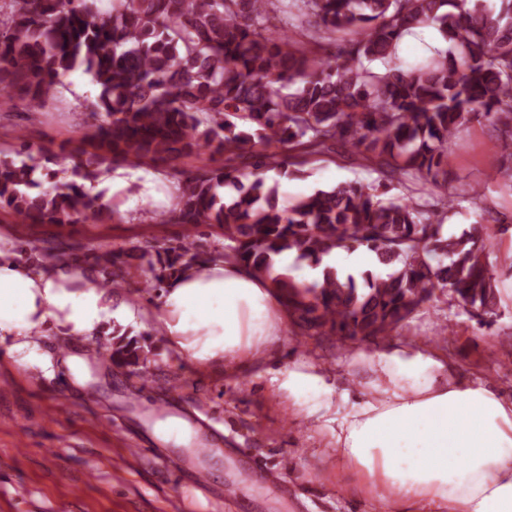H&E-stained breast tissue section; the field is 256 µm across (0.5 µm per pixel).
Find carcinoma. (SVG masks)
<instances>
[{
    "mask_svg": "<svg viewBox=\"0 0 512 512\" xmlns=\"http://www.w3.org/2000/svg\"><path fill=\"white\" fill-rule=\"evenodd\" d=\"M489 18L478 0H5L0 6V106L48 107L62 77L84 68L93 150L67 153L70 180L37 177L40 164L0 160V208L31 224L103 223L116 206L91 193L105 170L209 153L224 165L183 175L162 224H210L224 250L186 237L157 251L146 280L159 288L217 259L270 282L298 332L344 340L389 335L448 294L481 324L498 310L485 260L487 224L457 234L452 204L388 198L397 179L448 180V143L483 117L512 135V0ZM299 18L306 41L270 28V12ZM433 28L451 44L404 69L398 42ZM356 38L325 53L336 35ZM341 146L378 174L342 182L283 208L278 184L244 183V170L288 175L301 155ZM289 253L321 270L300 283L275 269ZM104 356L147 377L144 347L113 332Z\"/></svg>",
    "mask_w": 512,
    "mask_h": 512,
    "instance_id": "1",
    "label": "carcinoma"
}]
</instances>
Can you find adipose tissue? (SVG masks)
<instances>
[{"label": "adipose tissue", "instance_id": "ef3b65f1", "mask_svg": "<svg viewBox=\"0 0 512 512\" xmlns=\"http://www.w3.org/2000/svg\"><path fill=\"white\" fill-rule=\"evenodd\" d=\"M112 318L110 295L72 265L0 250V341L49 327L91 338ZM288 320L268 281L217 260L167 283L159 330L193 359L248 363L287 333ZM385 361L391 369L373 394L337 413L332 431L375 503L391 496L403 512H512V402L446 373L408 393L400 378L420 373L430 357L395 351Z\"/></svg>", "mask_w": 512, "mask_h": 512}]
</instances>
